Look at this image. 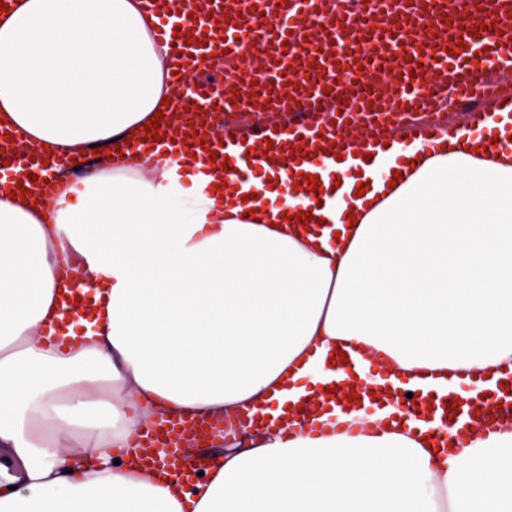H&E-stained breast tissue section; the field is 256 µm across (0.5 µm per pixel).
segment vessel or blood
Instances as JSON below:
<instances>
[{
  "mask_svg": "<svg viewBox=\"0 0 512 512\" xmlns=\"http://www.w3.org/2000/svg\"><path fill=\"white\" fill-rule=\"evenodd\" d=\"M142 6L156 16L155 34L173 52V82L215 53L234 74L239 100L216 95L206 81L178 99V108L198 107L205 120L199 134L209 133L216 113L239 116L255 111L257 99L271 97L274 117L254 127L225 126L228 147L269 139L273 145L264 154L279 159L306 145L313 149L311 163L323 169L332 156L349 152L347 129L357 117L365 144L375 151L391 141L446 144L447 124L429 115L452 101L463 108L464 129L479 140L492 114L512 117V0H367L357 11L339 8L337 0H185L179 14L166 11L162 0H142ZM478 14L492 30L472 31ZM179 25L194 27V43L175 37ZM243 33L263 50L260 62L241 61ZM347 57L351 66L338 69ZM360 66L375 75L369 89H341L338 77L352 79ZM297 83L303 89L295 94ZM382 95L389 101L380 107ZM496 405L501 418L478 417V410ZM413 407L425 422L447 426V434L436 438L440 446L456 447L474 431L512 424V379L490 391L472 386L467 397L452 390L419 397ZM227 428L222 418L156 422L144 437L140 462L153 469L180 461L187 432L208 444Z\"/></svg>",
  "mask_w": 512,
  "mask_h": 512,
  "instance_id": "obj_1",
  "label": "vessel or blood"
}]
</instances>
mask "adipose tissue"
I'll return each mask as SVG.
<instances>
[{"label": "adipose tissue", "instance_id": "obj_1", "mask_svg": "<svg viewBox=\"0 0 512 512\" xmlns=\"http://www.w3.org/2000/svg\"><path fill=\"white\" fill-rule=\"evenodd\" d=\"M11 6L0 126L68 188L23 202L0 179V512H512V430L436 451L386 402L356 410L365 431L318 429L342 348L366 382L423 396L512 374V151L473 157L456 124L444 151L331 164L308 204L275 166L230 185L187 144L116 170L173 94L154 16ZM311 400L312 423L281 424ZM244 408L257 422L204 480L136 466L159 418Z\"/></svg>", "mask_w": 512, "mask_h": 512}]
</instances>
